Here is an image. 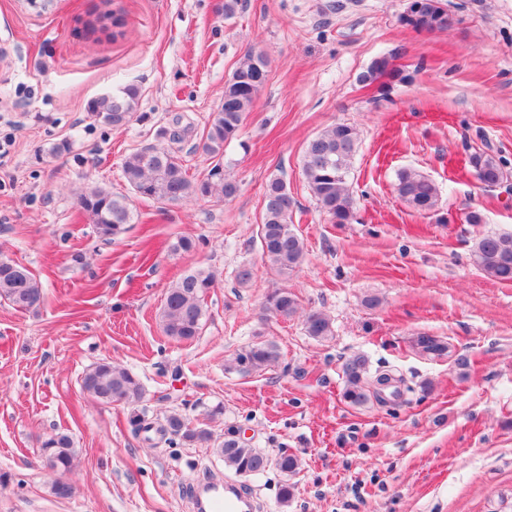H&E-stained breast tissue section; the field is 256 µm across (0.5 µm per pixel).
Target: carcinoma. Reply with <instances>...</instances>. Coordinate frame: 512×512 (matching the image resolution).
I'll return each mask as SVG.
<instances>
[{
	"label": "carcinoma",
	"mask_w": 512,
	"mask_h": 512,
	"mask_svg": "<svg viewBox=\"0 0 512 512\" xmlns=\"http://www.w3.org/2000/svg\"><path fill=\"white\" fill-rule=\"evenodd\" d=\"M401 21L415 31L448 29L446 0H408ZM268 59L264 52L249 49L243 61L224 85L221 106L210 121L202 149L217 160L205 177L192 178L180 160L165 148L149 147L130 154L123 164V177L134 193L143 198L178 203L191 197H206L214 193L229 199L237 184L224 174L218 160L224 156V145L235 139L246 113L266 83ZM404 82L407 77L393 66L387 57L374 59L359 77L362 83H373L382 77ZM139 104V90L126 86L118 94L102 96L91 102L90 111L98 122L120 128L130 123ZM356 128L339 123L310 139L302 157V171L310 192L319 208L333 224H350L355 218V200L349 192L347 178L357 152ZM475 176L485 185L495 186L503 181L506 162L492 151L476 152L469 157ZM395 190L399 198L417 212H430L438 204L436 184L425 174L404 169L397 174ZM79 205L95 224L97 235L108 241L123 232L131 221L128 198L110 190L96 187L82 194ZM297 201L281 177L271 178L264 192V222L261 227V251L271 268L281 276L292 273L304 260V240L291 228ZM473 263L489 278L512 284V234H484L476 239L471 250ZM214 277L205 269H196L181 277L168 289L160 316L162 332L179 343H191L200 336L206 315L204 301L213 287ZM0 297L15 307L28 310L38 306L43 297L40 282L25 266L8 261L0 264ZM265 309L276 317L289 319L299 312L297 298L286 288H278L266 299ZM306 335L325 340L334 335L331 319L322 312L304 315ZM415 347L425 355H442L448 344L436 336L420 335ZM280 357L279 346L272 340L253 343L234 357L239 372L250 373L274 365ZM247 367H242V361ZM344 399L361 407L371 398L381 399L378 386L394 380L390 374L368 381V360L362 355L347 358L342 364ZM82 390L101 404L134 405L141 401L144 388L130 370L110 362H100L82 377ZM163 434L178 437L190 444L208 442L211 433L191 425L178 413L166 417L160 428ZM47 449V466L60 474L70 472L74 451L70 437L63 433L50 436L43 442ZM224 467L238 475L257 476L274 467L285 476L294 475L299 460L293 454L281 453L272 461L269 456L237 437V429L229 427L216 448Z\"/></svg>",
	"instance_id": "carcinoma-1"
}]
</instances>
